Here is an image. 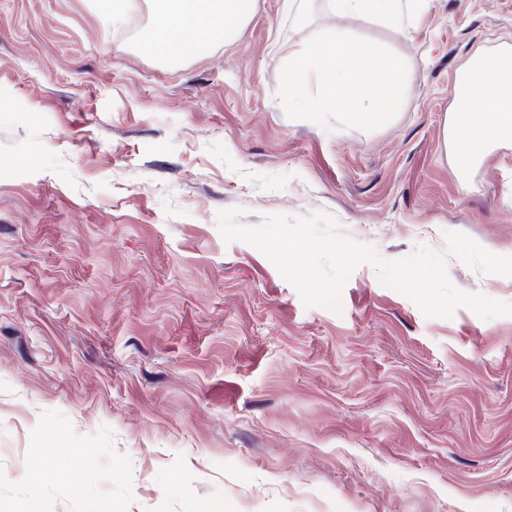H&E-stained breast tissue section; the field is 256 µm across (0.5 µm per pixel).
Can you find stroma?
Wrapping results in <instances>:
<instances>
[{
    "label": "stroma",
    "mask_w": 512,
    "mask_h": 512,
    "mask_svg": "<svg viewBox=\"0 0 512 512\" xmlns=\"http://www.w3.org/2000/svg\"><path fill=\"white\" fill-rule=\"evenodd\" d=\"M314 16L404 58L392 122L285 115L278 0L174 61L150 0H0V512H512V316L425 317L369 265L308 307L216 224L324 212L512 303V142L462 180L445 139L512 0H431L409 38Z\"/></svg>",
    "instance_id": "35a3bbf8"
}]
</instances>
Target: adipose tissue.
Here are the masks:
<instances>
[{"instance_id":"obj_1","label":"adipose tissue","mask_w":512,"mask_h":512,"mask_svg":"<svg viewBox=\"0 0 512 512\" xmlns=\"http://www.w3.org/2000/svg\"><path fill=\"white\" fill-rule=\"evenodd\" d=\"M430 0H323L325 8L339 17H365L412 37ZM154 21L141 36L144 46L157 57L174 60L187 45L197 51L232 43L257 12L259 0H152ZM490 111L467 112L453 107L445 129L452 142L456 171L466 175L471 163L483 157L490 145L512 140V64L506 56H488L479 85Z\"/></svg>"}]
</instances>
